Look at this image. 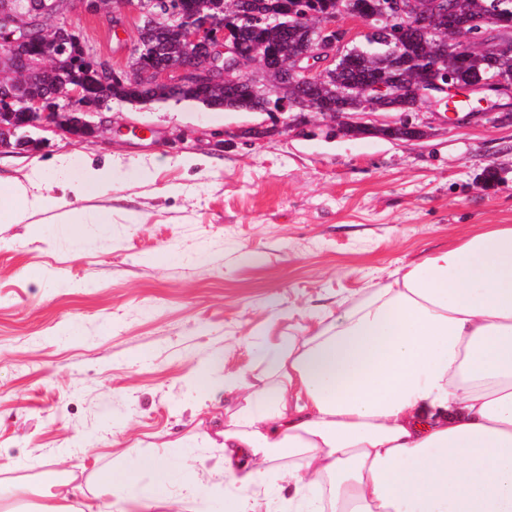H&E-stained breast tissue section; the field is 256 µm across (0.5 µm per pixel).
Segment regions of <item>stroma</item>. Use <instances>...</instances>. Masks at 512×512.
Returning a JSON list of instances; mask_svg holds the SVG:
<instances>
[{"label": "stroma", "instance_id": "1", "mask_svg": "<svg viewBox=\"0 0 512 512\" xmlns=\"http://www.w3.org/2000/svg\"><path fill=\"white\" fill-rule=\"evenodd\" d=\"M80 33L125 71L136 24L117 36L107 11L84 13ZM104 110L95 136L31 127L30 145L0 151L1 179L52 197L0 222V496L21 506L74 451L86 473L139 476L136 501L115 493L104 512H148L150 454L195 457L199 479L224 483L213 441L224 379L257 371L254 345L512 224V123L491 114L452 126L425 103L408 115L423 136L394 140L376 132L392 112L362 115L371 132L350 136L311 112L176 100ZM105 163L113 188L76 198L83 168ZM75 210L112 221L63 223ZM32 458L42 467L27 468Z\"/></svg>", "mask_w": 512, "mask_h": 512}]
</instances>
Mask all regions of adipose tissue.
<instances>
[{
    "label": "adipose tissue",
    "mask_w": 512,
    "mask_h": 512,
    "mask_svg": "<svg viewBox=\"0 0 512 512\" xmlns=\"http://www.w3.org/2000/svg\"><path fill=\"white\" fill-rule=\"evenodd\" d=\"M0 181V222L46 208ZM222 436L225 512H512V225L398 268L302 336L265 339ZM76 470L35 512H102Z\"/></svg>",
    "instance_id": "1"
}]
</instances>
